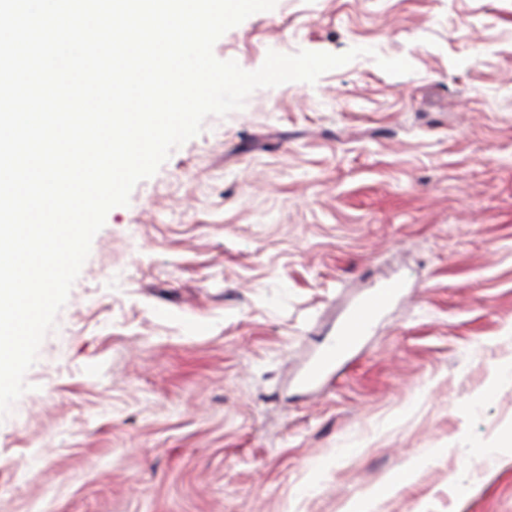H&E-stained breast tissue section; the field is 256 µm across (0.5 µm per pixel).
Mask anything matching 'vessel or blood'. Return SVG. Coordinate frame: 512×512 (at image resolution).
Returning a JSON list of instances; mask_svg holds the SVG:
<instances>
[{"instance_id": "vessel-or-blood-1", "label": "vessel or blood", "mask_w": 512, "mask_h": 512, "mask_svg": "<svg viewBox=\"0 0 512 512\" xmlns=\"http://www.w3.org/2000/svg\"><path fill=\"white\" fill-rule=\"evenodd\" d=\"M397 292V284L390 283L377 289L364 301L357 303L337 332L335 339L321 350L307 373L308 380H319L353 353Z\"/></svg>"}]
</instances>
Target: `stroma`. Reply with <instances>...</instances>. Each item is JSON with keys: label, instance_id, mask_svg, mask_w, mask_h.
Listing matches in <instances>:
<instances>
[{"label": "stroma", "instance_id": "35a3bbf8", "mask_svg": "<svg viewBox=\"0 0 512 512\" xmlns=\"http://www.w3.org/2000/svg\"><path fill=\"white\" fill-rule=\"evenodd\" d=\"M353 47L413 71L256 90L109 211L0 423V512H512V0H277L214 54ZM398 288V284L389 283L353 307L335 339L321 350L307 372L308 381H316L329 374L354 352L384 308L396 296Z\"/></svg>", "mask_w": 512, "mask_h": 512}]
</instances>
